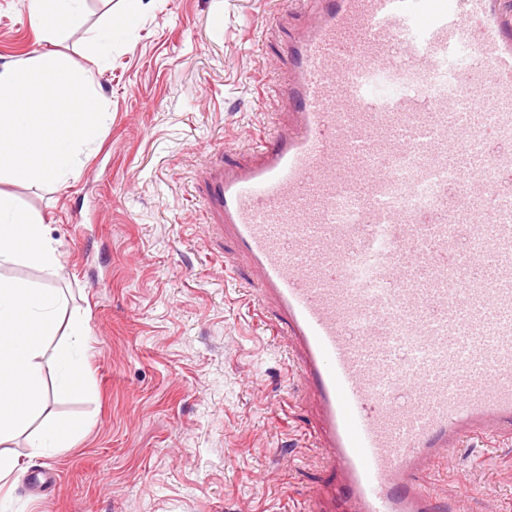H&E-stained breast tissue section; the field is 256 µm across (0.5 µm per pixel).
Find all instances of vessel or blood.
<instances>
[{
  "instance_id": "b4317fda",
  "label": "vessel or blood",
  "mask_w": 512,
  "mask_h": 512,
  "mask_svg": "<svg viewBox=\"0 0 512 512\" xmlns=\"http://www.w3.org/2000/svg\"><path fill=\"white\" fill-rule=\"evenodd\" d=\"M303 3L273 143L215 169L206 206L280 318L351 512H436L451 450L512 434V17L496 0ZM459 46L468 68L433 90ZM405 152L440 202L395 200ZM346 200L361 223H337ZM379 229V285L351 288L346 257Z\"/></svg>"
}]
</instances>
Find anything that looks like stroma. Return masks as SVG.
<instances>
[{
    "instance_id": "35a3bbf8",
    "label": "stroma",
    "mask_w": 512,
    "mask_h": 512,
    "mask_svg": "<svg viewBox=\"0 0 512 512\" xmlns=\"http://www.w3.org/2000/svg\"><path fill=\"white\" fill-rule=\"evenodd\" d=\"M137 25L96 54L94 35L124 0H78L74 27L45 39L28 0H0V65L55 51L91 77L110 119L77 175L0 179L41 217L59 262L0 264V277L51 288L62 345L86 322L88 393L55 379L52 413L90 420L68 448L29 457L5 485L12 512H321L344 505L316 446L312 402L289 375L275 321L253 313L248 270L212 234V169L269 132L293 75L285 50L306 18L297 0H144ZM437 492L458 512H512V440L448 457Z\"/></svg>"
}]
</instances>
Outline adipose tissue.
<instances>
[{
	"mask_svg": "<svg viewBox=\"0 0 512 512\" xmlns=\"http://www.w3.org/2000/svg\"><path fill=\"white\" fill-rule=\"evenodd\" d=\"M16 261L33 269H50L58 262V248L47 227L33 214L18 211L0 195V261ZM59 299L48 288L20 280L0 279V481L21 468L18 454L6 444L34 425L32 456L66 447L70 438L87 431L83 418H61L47 408L43 392L46 374H54L70 397L83 398L80 348L88 332L83 320L70 326L72 344L46 355L47 339L56 330Z\"/></svg>",
	"mask_w": 512,
	"mask_h": 512,
	"instance_id": "adipose-tissue-1",
	"label": "adipose tissue"
}]
</instances>
